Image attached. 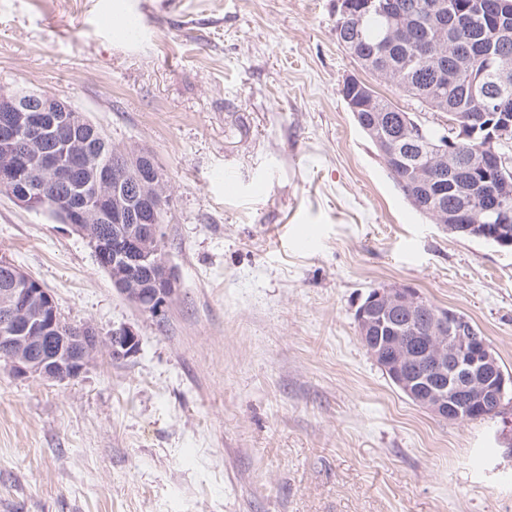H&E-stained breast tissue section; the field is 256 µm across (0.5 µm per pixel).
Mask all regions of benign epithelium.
I'll return each mask as SVG.
<instances>
[{
	"mask_svg": "<svg viewBox=\"0 0 512 512\" xmlns=\"http://www.w3.org/2000/svg\"><path fill=\"white\" fill-rule=\"evenodd\" d=\"M375 9V0H336V15L360 23ZM460 37L450 43L460 66L471 62L468 18L455 16ZM364 91L363 81L348 76L342 95L358 113L368 100L355 103L348 91ZM364 125L386 166L407 167L411 186L431 193L449 177L463 174L461 147L476 144L483 168L480 204L451 211L430 197L425 210L448 230L470 233L476 228L504 248L512 247V222L504 215L512 203V187L503 172L512 167V99L493 95L484 111L462 118L441 115L444 133L429 142L427 164L408 162L401 144L390 139L381 116L370 113ZM85 118L56 96L22 97L0 93V191L19 205L45 211L43 189L50 185L62 199L57 211L64 224L86 237L97 263L112 275L117 292L144 311L158 315L176 292L173 269L158 257L160 211L165 199L162 178L147 155L124 151L119 166L102 160L89 138L78 135ZM133 167L137 176L125 180L119 168ZM499 216L495 224L477 226L474 212ZM112 225L107 233L104 225ZM14 287L0 290V344L11 371L20 377L65 382L80 377L106 349L114 360L135 355L138 337L128 327L99 336L89 325H66L54 295L8 258L0 260ZM140 268L146 276L131 275ZM431 316L429 335L419 337L423 313ZM361 341L370 357L412 402L441 420L469 419L491 404H501L512 375H505L486 338L466 325L451 309L434 308L417 290L395 285L376 290L356 311Z\"/></svg>",
	"mask_w": 512,
	"mask_h": 512,
	"instance_id": "benign-epithelium-1",
	"label": "benign epithelium"
}]
</instances>
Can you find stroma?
Masks as SVG:
<instances>
[{"label":"stroma","mask_w":512,"mask_h":512,"mask_svg":"<svg viewBox=\"0 0 512 512\" xmlns=\"http://www.w3.org/2000/svg\"><path fill=\"white\" fill-rule=\"evenodd\" d=\"M333 0H0V90L46 91L149 153L178 286L160 315L88 239L0 192V254L131 358L77 380L0 364V512H512V402L416 406L355 313L408 285L465 314L512 374V249L407 202L340 93ZM309 238L308 248L296 247Z\"/></svg>","instance_id":"stroma-1"}]
</instances>
